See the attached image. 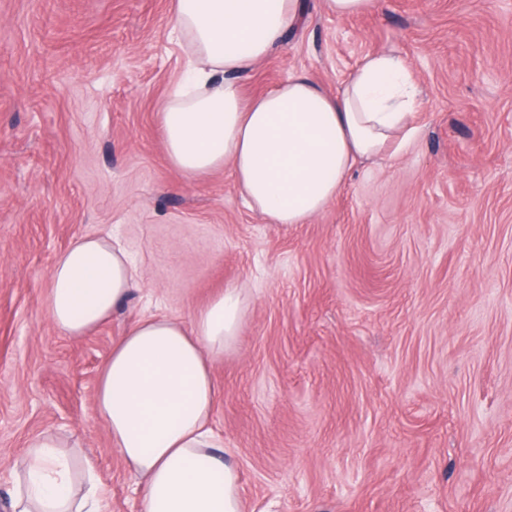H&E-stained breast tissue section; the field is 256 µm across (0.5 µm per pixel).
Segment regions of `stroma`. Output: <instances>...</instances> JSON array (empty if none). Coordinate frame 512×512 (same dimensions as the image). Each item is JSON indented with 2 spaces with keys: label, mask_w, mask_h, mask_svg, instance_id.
Segmentation results:
<instances>
[{
  "label": "stroma",
  "mask_w": 512,
  "mask_h": 512,
  "mask_svg": "<svg viewBox=\"0 0 512 512\" xmlns=\"http://www.w3.org/2000/svg\"><path fill=\"white\" fill-rule=\"evenodd\" d=\"M173 0H0V512L28 441L94 462L107 512L137 477L96 416L99 370L135 319L246 306L214 369L212 426L244 512H512V0H303L239 81L336 93L390 51L417 136L356 167L309 223H266L231 170L187 179L158 112L185 72ZM120 242L140 286L81 337L51 321L56 258ZM326 11L336 15H351L370 10L377 0H322Z\"/></svg>",
  "instance_id": "obj_1"
}]
</instances>
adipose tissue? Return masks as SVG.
Returning a JSON list of instances; mask_svg holds the SVG:
<instances>
[{
  "label": "adipose tissue",
  "instance_id": "1",
  "mask_svg": "<svg viewBox=\"0 0 512 512\" xmlns=\"http://www.w3.org/2000/svg\"><path fill=\"white\" fill-rule=\"evenodd\" d=\"M301 0H174L170 29L189 55L187 77L161 107L171 166L189 178L231 167L248 207L270 224H305L361 163L399 154L419 105L405 61L365 56L342 90L296 74L246 97L236 77L277 48ZM137 276L124 250L84 237L57 259L47 311L79 337L109 319ZM245 300L230 286L191 323L150 316L128 328L100 368L95 409L137 476L143 512H243L237 468L225 462L212 415L215 364L235 341ZM15 512H104L94 464L74 465L40 436L27 445Z\"/></svg>",
  "mask_w": 512,
  "mask_h": 512
}]
</instances>
